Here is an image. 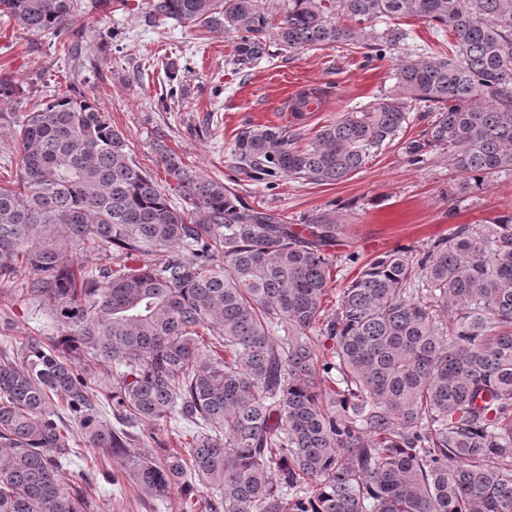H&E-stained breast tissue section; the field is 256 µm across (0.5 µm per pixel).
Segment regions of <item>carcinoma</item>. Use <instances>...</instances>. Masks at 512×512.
Returning a JSON list of instances; mask_svg holds the SVG:
<instances>
[{"mask_svg":"<svg viewBox=\"0 0 512 512\" xmlns=\"http://www.w3.org/2000/svg\"><path fill=\"white\" fill-rule=\"evenodd\" d=\"M84 0H0L78 54ZM148 21L235 32L233 62L347 44L399 53L394 93L303 142L248 122L230 150L240 181L335 184L394 143L406 103L436 112L401 143L460 179L448 197L512 171V0H147ZM448 31L418 47L399 25ZM23 90L0 73V100ZM317 102L298 94L300 120ZM19 185L0 186V283L60 334L0 350V512H91L68 478L76 429L112 455L145 503L207 490L204 512H512V211L458 224L416 253L368 260L325 311L343 233L334 210L300 224L156 151L171 203L124 135L86 98L60 93L20 124ZM159 258L135 268L132 257ZM77 252L104 261L87 271ZM284 335L279 336L277 332ZM112 364L103 393L83 361ZM194 424L185 451L135 452L140 426Z\"/></svg>","mask_w":512,"mask_h":512,"instance_id":"obj_1","label":"carcinoma"}]
</instances>
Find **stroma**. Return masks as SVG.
<instances>
[{
    "label": "stroma",
    "instance_id": "35a3bbf8",
    "mask_svg": "<svg viewBox=\"0 0 512 512\" xmlns=\"http://www.w3.org/2000/svg\"><path fill=\"white\" fill-rule=\"evenodd\" d=\"M144 0H111L109 8L79 12L70 26L81 35L80 59L67 58L48 39L27 32L18 21L0 19V72L25 94L0 100V185L17 178L19 121L33 102L50 101L60 90L78 91L108 114L140 167L169 182L155 153L165 141L185 165L202 177L226 181L230 148L246 122L287 125L291 103L303 90L316 92L301 124L306 136L341 113L363 108L393 93L397 55L367 61L363 49L338 44L288 49L269 40L268 58L237 69L232 61L235 33L192 30L169 20L146 25ZM455 170L430 163L409 165L399 145L374 156L338 184L302 183L282 176L272 184L239 182L243 200L280 213L291 224L335 203L345 232L334 250L330 290L339 294L357 272L348 253L370 259L399 246L423 251L431 240L458 224H477L512 208V174L499 172L476 194L449 197ZM10 317L15 337L58 335L54 319L32 308L18 293L0 291V315ZM70 471L112 512H202L199 498L171 493L144 507L132 489H120L104 474L117 464L103 450L84 447Z\"/></svg>",
    "mask_w": 512,
    "mask_h": 512
}]
</instances>
